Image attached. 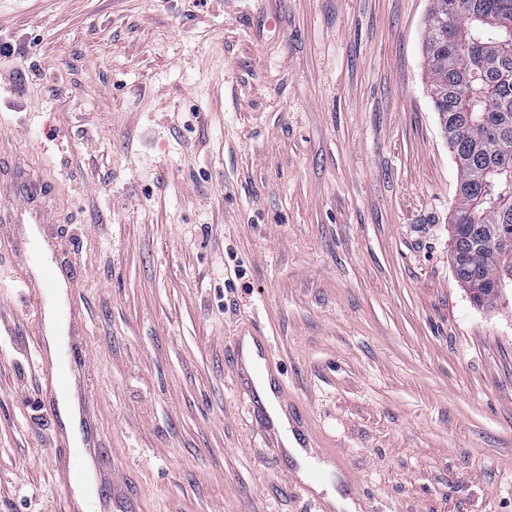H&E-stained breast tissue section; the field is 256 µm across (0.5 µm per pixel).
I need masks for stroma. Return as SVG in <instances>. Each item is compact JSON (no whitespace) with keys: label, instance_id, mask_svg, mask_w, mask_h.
<instances>
[{"label":"stroma","instance_id":"stroma-1","mask_svg":"<svg viewBox=\"0 0 512 512\" xmlns=\"http://www.w3.org/2000/svg\"><path fill=\"white\" fill-rule=\"evenodd\" d=\"M431 0H0V138L77 244L98 438L141 512H316L224 345L270 336L373 512H512V289L448 243ZM0 229V512H63Z\"/></svg>","mask_w":512,"mask_h":512}]
</instances>
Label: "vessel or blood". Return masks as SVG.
Masks as SVG:
<instances>
[{
  "instance_id": "obj_1",
  "label": "vessel or blood",
  "mask_w": 512,
  "mask_h": 512,
  "mask_svg": "<svg viewBox=\"0 0 512 512\" xmlns=\"http://www.w3.org/2000/svg\"><path fill=\"white\" fill-rule=\"evenodd\" d=\"M57 193V186L22 157L0 178V198L5 201L0 222L23 227L15 237L20 264L15 280L34 314L39 376L46 392H62L72 400L67 410L55 402L50 405L55 438L67 448L58 460L59 485L69 504L68 512H132L119 468L107 465L108 452L97 443L91 431V416L82 400L81 372L90 369L91 362L85 347L87 327L79 312L78 283L54 264L42 235L43 225L52 221ZM58 329L70 337V355L53 351V334ZM229 357L233 384L246 391L269 448L288 466L292 481L308 489L318 476L333 474L341 484L353 489L355 479L342 471L339 451L323 443L289 393L270 338L253 329L241 330L231 341ZM90 475L99 490L91 506L74 494Z\"/></svg>"
}]
</instances>
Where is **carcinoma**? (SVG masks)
Segmentation results:
<instances>
[{
    "instance_id": "carcinoma-1",
    "label": "carcinoma",
    "mask_w": 512,
    "mask_h": 512,
    "mask_svg": "<svg viewBox=\"0 0 512 512\" xmlns=\"http://www.w3.org/2000/svg\"><path fill=\"white\" fill-rule=\"evenodd\" d=\"M425 47L458 173L453 273L483 305L512 284V267L492 250L494 239L512 237V208L494 205L512 157V0H432Z\"/></svg>"
}]
</instances>
